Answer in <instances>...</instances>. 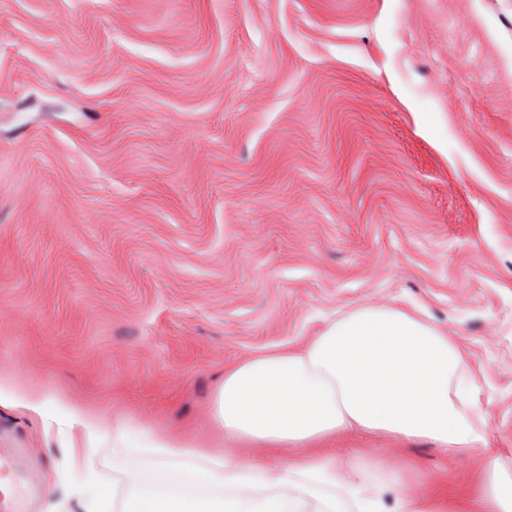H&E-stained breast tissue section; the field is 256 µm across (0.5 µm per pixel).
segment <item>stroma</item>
Instances as JSON below:
<instances>
[{"instance_id":"1","label":"stroma","mask_w":512,"mask_h":512,"mask_svg":"<svg viewBox=\"0 0 512 512\" xmlns=\"http://www.w3.org/2000/svg\"><path fill=\"white\" fill-rule=\"evenodd\" d=\"M365 304L448 336L512 465V0H0V382L213 443L226 368ZM65 418L0 405L27 512L122 490ZM330 445L472 506L476 454Z\"/></svg>"}]
</instances>
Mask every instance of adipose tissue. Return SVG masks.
Wrapping results in <instances>:
<instances>
[{"label":"adipose tissue","instance_id":"obj_1","mask_svg":"<svg viewBox=\"0 0 512 512\" xmlns=\"http://www.w3.org/2000/svg\"><path fill=\"white\" fill-rule=\"evenodd\" d=\"M225 443L280 454L271 466L228 459L223 449L74 407L69 418L129 444L113 459L121 500L85 498L84 512H442L439 502L397 494L358 464L313 453V444L360 430L427 439L443 452L485 443V416L456 347L396 307L363 306L304 349L273 351L224 372L212 404ZM484 512H512V468L484 458Z\"/></svg>","mask_w":512,"mask_h":512}]
</instances>
